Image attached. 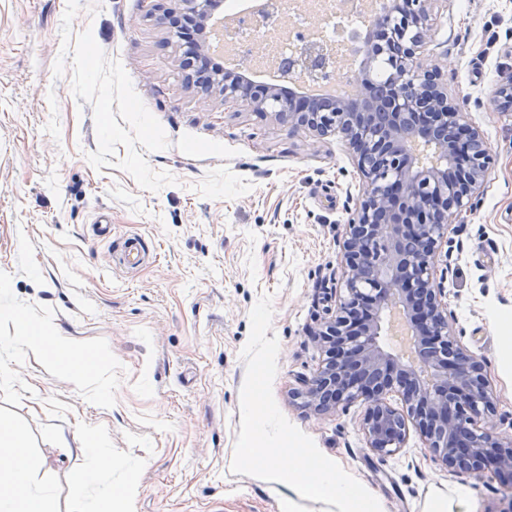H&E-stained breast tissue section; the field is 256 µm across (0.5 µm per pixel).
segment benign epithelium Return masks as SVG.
<instances>
[{"mask_svg": "<svg viewBox=\"0 0 512 512\" xmlns=\"http://www.w3.org/2000/svg\"><path fill=\"white\" fill-rule=\"evenodd\" d=\"M163 20L185 41L180 58L198 88L199 105L243 102L252 111L321 138L342 134L364 189L343 243L342 282L336 313L313 339L324 351L316 374L295 391L318 412L359 399L368 404L361 427L370 450L390 455L404 445L409 425L435 460L457 474L491 470L512 490V440L484 422L494 397L481 362L452 340L454 319L437 275V257L448 227L470 203L492 163L483 134L448 102L439 64L421 49L433 40L439 0H387L371 37L358 51L361 96L313 106L271 84H256L223 69L210 70L204 34L222 0H168ZM303 52L282 67L333 79L343 58H331L297 32ZM492 104L512 110V83ZM398 309L416 340L415 359L433 371L428 385L410 363L380 343L390 312ZM401 392L405 410L386 401Z\"/></svg>", "mask_w": 512, "mask_h": 512, "instance_id": "obj_1", "label": "benign epithelium"}]
</instances>
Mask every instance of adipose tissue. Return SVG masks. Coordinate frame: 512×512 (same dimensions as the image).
<instances>
[{
	"instance_id": "1",
	"label": "adipose tissue",
	"mask_w": 512,
	"mask_h": 512,
	"mask_svg": "<svg viewBox=\"0 0 512 512\" xmlns=\"http://www.w3.org/2000/svg\"><path fill=\"white\" fill-rule=\"evenodd\" d=\"M17 332L0 338L4 345H17L25 354L40 357L64 374L75 386H83L92 369L83 362L87 346L56 331L50 321H34L17 315ZM82 458L74 473L78 487L92 489V496L78 499L75 512H120L129 502L128 489L112 484L118 465L106 435L79 430L74 434ZM0 512H60L51 489L30 476L26 435L12 419L0 416Z\"/></svg>"
}]
</instances>
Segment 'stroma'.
Segmentation results:
<instances>
[{
    "mask_svg": "<svg viewBox=\"0 0 512 512\" xmlns=\"http://www.w3.org/2000/svg\"><path fill=\"white\" fill-rule=\"evenodd\" d=\"M435 12L424 55L442 63L449 102L494 157L448 229V311L490 381L488 425L512 440L495 321L512 316V111L489 104L512 82V0H439ZM180 54L148 0H0V336L19 307L109 351L103 403L96 385L75 390L42 361L0 351L16 376L0 383V415L26 429L34 479L71 512V435L102 430L113 455L137 463L112 473L132 488L130 512H335L231 470L249 313L269 294L274 398L324 455L386 512H429L458 484L472 490L471 512H502L512 491L497 475L448 473L417 431L374 454L364 401L317 413L295 399L323 357L312 334L336 308L363 178L340 135L244 105L202 111ZM129 237L146 249L132 271L113 262Z\"/></svg>",
    "mask_w": 512,
    "mask_h": 512,
    "instance_id": "35a3bbf8",
    "label": "stroma"
}]
</instances>
